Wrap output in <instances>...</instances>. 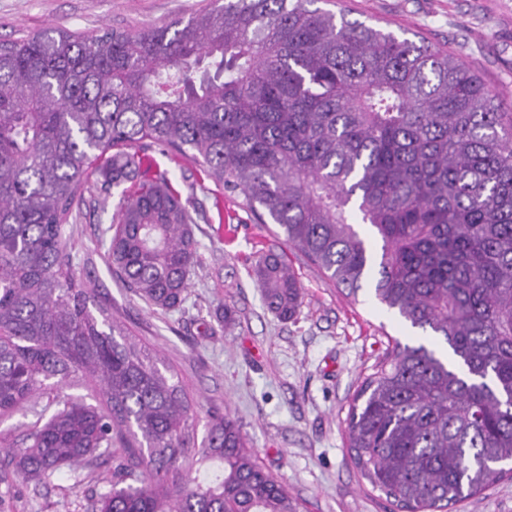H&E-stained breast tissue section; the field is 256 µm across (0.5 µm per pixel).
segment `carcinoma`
I'll return each instance as SVG.
<instances>
[{"label": "carcinoma", "mask_w": 512, "mask_h": 512, "mask_svg": "<svg viewBox=\"0 0 512 512\" xmlns=\"http://www.w3.org/2000/svg\"><path fill=\"white\" fill-rule=\"evenodd\" d=\"M319 0H224L167 26L0 40V415L44 396L18 441L28 481L110 460L96 512H298L213 404L203 433L164 359L76 275L64 226L118 190L110 266L150 308L186 300L191 201L148 140L268 215L290 248L437 343H396L351 408L348 448L407 512L512 473V112L451 53ZM380 245L371 250L354 214ZM267 309L301 287L253 267ZM93 385L106 409L65 392Z\"/></svg>", "instance_id": "cac0c4a2"}]
</instances>
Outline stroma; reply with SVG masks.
Listing matches in <instances>:
<instances>
[{"mask_svg":"<svg viewBox=\"0 0 512 512\" xmlns=\"http://www.w3.org/2000/svg\"><path fill=\"white\" fill-rule=\"evenodd\" d=\"M224 0H0V39L49 28L85 36L106 29L162 26ZM355 19L417 34L451 52L512 101V0H346ZM141 154L167 173L196 206L199 263L183 308L150 309L107 264L115 199L85 195L78 223L66 225L78 276L94 285L137 336L182 379L198 415L218 404L238 421L259 464L278 478L300 512H398L375 490L347 448L350 409L363 382L393 343L422 342L421 331L364 287L346 296L271 224L258 223L242 196L229 193L189 160L146 143ZM282 255L302 287L294 319L265 307L252 276L259 255ZM112 464L98 461L75 478L35 484L0 455V512H93L109 491ZM453 512H512V479L501 480Z\"/></svg>","mask_w":512,"mask_h":512,"instance_id":"stroma-1","label":"stroma"}]
</instances>
